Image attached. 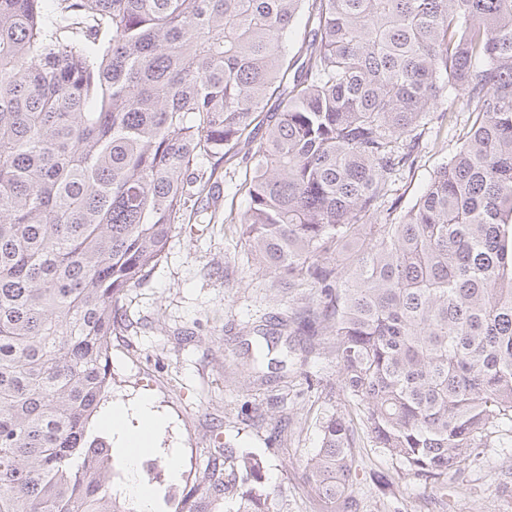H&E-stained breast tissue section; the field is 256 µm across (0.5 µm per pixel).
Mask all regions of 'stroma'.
Listing matches in <instances>:
<instances>
[{"instance_id":"1","label":"stroma","mask_w":512,"mask_h":512,"mask_svg":"<svg viewBox=\"0 0 512 512\" xmlns=\"http://www.w3.org/2000/svg\"><path fill=\"white\" fill-rule=\"evenodd\" d=\"M426 122L412 167L394 177L404 209L455 153L472 117L460 109L450 122L431 112ZM243 176L240 165L220 168L218 203L199 211V234L172 238L153 275L124 292L123 324L111 336L106 402L152 400L167 422L161 445L177 451L178 478L161 456L142 473L162 491V512H175L211 450L227 442L264 459L269 481L281 490L282 512H321L303 470L319 446L321 422L346 402L336 393L331 356L314 353L301 366L289 358L303 342L286 325L294 302L249 259L240 226L229 219L247 205ZM252 362L260 380L242 370ZM356 454L362 512H512V420L490 427L480 448L449 471L444 498L397 479L394 461L368 435L360 436Z\"/></svg>"}]
</instances>
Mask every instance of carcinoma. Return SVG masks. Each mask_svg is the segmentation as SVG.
I'll list each match as a JSON object with an SVG mask.
<instances>
[{
  "label": "carcinoma",
  "instance_id": "cac0c4a2",
  "mask_svg": "<svg viewBox=\"0 0 512 512\" xmlns=\"http://www.w3.org/2000/svg\"><path fill=\"white\" fill-rule=\"evenodd\" d=\"M44 2L0 0V512H132L90 432L118 304L237 159L245 245L310 288L305 352L397 477L447 497L512 415V0ZM445 90L472 126L400 212ZM355 429L331 415L304 467L325 512H360ZM177 512L280 494L226 443Z\"/></svg>",
  "mask_w": 512,
  "mask_h": 512
}]
</instances>
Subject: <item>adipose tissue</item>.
Wrapping results in <instances>:
<instances>
[{"label":"adipose tissue","instance_id":"obj_1","mask_svg":"<svg viewBox=\"0 0 512 512\" xmlns=\"http://www.w3.org/2000/svg\"><path fill=\"white\" fill-rule=\"evenodd\" d=\"M101 426L111 433L119 448L129 475L128 491L135 512H157L161 495L139 473L142 457L153 451L155 436L163 426L152 403L141 400L132 411L123 405L112 406Z\"/></svg>","mask_w":512,"mask_h":512}]
</instances>
